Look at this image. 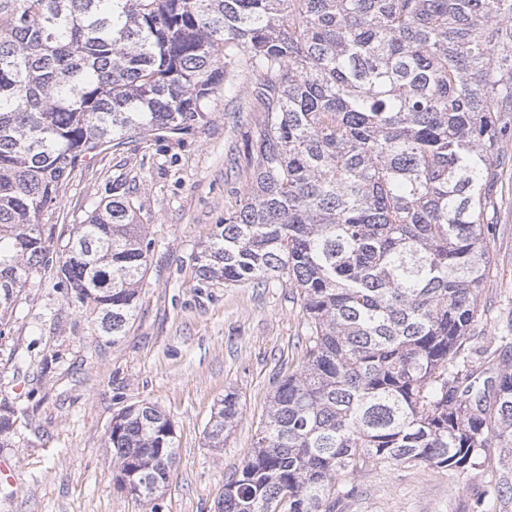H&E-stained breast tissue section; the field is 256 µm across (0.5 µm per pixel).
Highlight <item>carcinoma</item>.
<instances>
[{
	"mask_svg": "<svg viewBox=\"0 0 512 512\" xmlns=\"http://www.w3.org/2000/svg\"><path fill=\"white\" fill-rule=\"evenodd\" d=\"M242 74L263 112L250 184L197 273L289 284L310 341L218 512H338L377 465L462 473L492 447L485 494L512 512V341L466 353L512 139V0H0V324L54 251L68 298L126 335L151 247L135 205L100 203L60 247L53 209L86 160L184 134ZM238 413L225 393L208 447ZM15 423L1 406V448ZM106 447L118 488L162 493L169 415L125 407Z\"/></svg>",
	"mask_w": 512,
	"mask_h": 512,
	"instance_id": "cac0c4a2",
	"label": "carcinoma"
}]
</instances>
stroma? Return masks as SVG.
I'll use <instances>...</instances> for the list:
<instances>
[{"mask_svg": "<svg viewBox=\"0 0 512 512\" xmlns=\"http://www.w3.org/2000/svg\"><path fill=\"white\" fill-rule=\"evenodd\" d=\"M237 106L216 91L188 133L130 142L73 173L52 217L55 238L67 240L100 202L132 197L152 242L149 271L130 329L113 343L67 298L56 264L22 289L0 327V403L15 408L18 431L15 447L0 448L15 477L0 486V512H215L276 379L301 365L309 329L296 289L227 287L196 272L202 243L247 189ZM504 161L478 336L500 335L512 320V149ZM228 391L239 397L237 422L223 447H206L204 428ZM143 400L169 414L176 432V462L151 504L117 488L105 446L113 414ZM497 459L490 451L462 473L377 467L343 512H498L475 504Z\"/></svg>", "mask_w": 512, "mask_h": 512, "instance_id": "stroma-1", "label": "stroma"}]
</instances>
